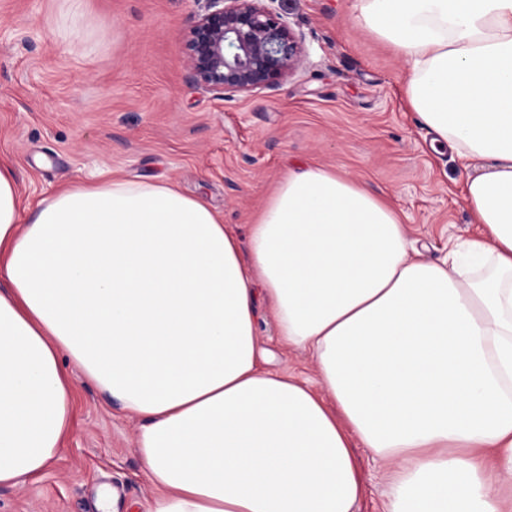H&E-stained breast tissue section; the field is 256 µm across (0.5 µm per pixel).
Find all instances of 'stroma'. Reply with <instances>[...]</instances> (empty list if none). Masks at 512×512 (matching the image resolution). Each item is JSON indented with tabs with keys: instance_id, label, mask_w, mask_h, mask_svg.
Here are the masks:
<instances>
[{
	"instance_id": "obj_1",
	"label": "stroma",
	"mask_w": 512,
	"mask_h": 512,
	"mask_svg": "<svg viewBox=\"0 0 512 512\" xmlns=\"http://www.w3.org/2000/svg\"><path fill=\"white\" fill-rule=\"evenodd\" d=\"M305 44L306 61L269 94L231 98L193 85L184 37L200 0H0V160L23 203L100 169L165 177L245 231L289 170L321 165L391 202L423 258L474 237L463 197L487 164L435 152L407 105V64L363 31L350 0H270ZM267 370L317 383L313 361L285 348L259 310ZM139 419L92 381L72 392L70 430L38 477L0 486V512H150L154 491L136 450ZM357 512H382L386 463L355 447Z\"/></svg>"
}]
</instances>
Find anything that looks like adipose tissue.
Instances as JSON below:
<instances>
[{"label":"adipose tissue","instance_id":"ef3b65f1","mask_svg":"<svg viewBox=\"0 0 512 512\" xmlns=\"http://www.w3.org/2000/svg\"><path fill=\"white\" fill-rule=\"evenodd\" d=\"M354 7L437 141L491 160L464 184L482 236L424 260L322 166L289 171L244 237L108 170L26 219L0 162V484L57 455L78 373L141 419L152 512H355L357 442L387 463L384 512H512V0ZM261 302L320 390L263 368Z\"/></svg>","mask_w":512,"mask_h":512}]
</instances>
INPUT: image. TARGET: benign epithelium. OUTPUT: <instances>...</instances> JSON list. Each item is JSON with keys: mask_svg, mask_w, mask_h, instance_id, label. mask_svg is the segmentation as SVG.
<instances>
[{"mask_svg": "<svg viewBox=\"0 0 512 512\" xmlns=\"http://www.w3.org/2000/svg\"><path fill=\"white\" fill-rule=\"evenodd\" d=\"M184 53L189 79L226 98L274 91L306 59L302 37L266 0H204Z\"/></svg>", "mask_w": 512, "mask_h": 512, "instance_id": "benign-epithelium-1", "label": "benign epithelium"}]
</instances>
